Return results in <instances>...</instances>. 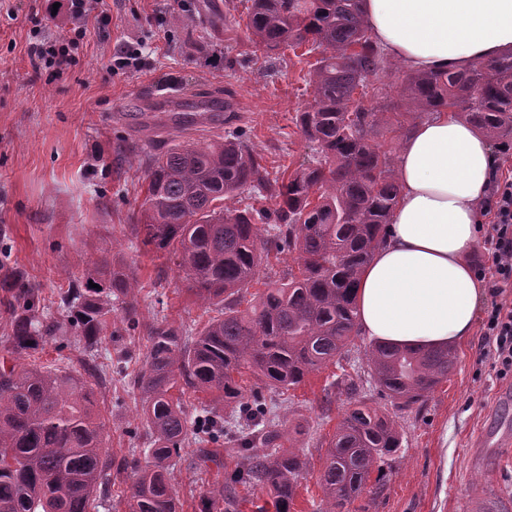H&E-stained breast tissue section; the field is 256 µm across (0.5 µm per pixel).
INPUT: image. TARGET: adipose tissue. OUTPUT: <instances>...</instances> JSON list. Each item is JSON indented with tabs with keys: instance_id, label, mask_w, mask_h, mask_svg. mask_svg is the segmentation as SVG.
<instances>
[{
	"instance_id": "adipose-tissue-1",
	"label": "adipose tissue",
	"mask_w": 512,
	"mask_h": 512,
	"mask_svg": "<svg viewBox=\"0 0 512 512\" xmlns=\"http://www.w3.org/2000/svg\"><path fill=\"white\" fill-rule=\"evenodd\" d=\"M364 12L373 40L415 72L486 62L512 48V0H364ZM496 167L489 141L450 113L406 136L401 196L355 293L367 336L432 348L472 335L486 288L469 256Z\"/></svg>"
}]
</instances>
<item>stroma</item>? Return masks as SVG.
<instances>
[{
    "instance_id": "obj_1",
    "label": "stroma",
    "mask_w": 512,
    "mask_h": 512,
    "mask_svg": "<svg viewBox=\"0 0 512 512\" xmlns=\"http://www.w3.org/2000/svg\"><path fill=\"white\" fill-rule=\"evenodd\" d=\"M249 0H100L112 22L89 25L71 47L73 62L54 79L36 73L29 47L35 34L63 39L66 17L50 16L46 0H0V270L25 272L45 305L80 277L91 249L130 265L144 319L168 316L198 330L211 313L162 254L130 247L132 224L146 183L138 157L151 141L172 145L208 142L239 133L262 157L269 178L319 158L296 126L295 115L313 97L308 82L316 60L307 46L267 57L246 31ZM180 22L169 27L170 15ZM139 49V66L109 68L122 47ZM408 71L391 62L379 81L360 94L365 108L397 109ZM164 81L191 113L198 97L219 96L225 122L196 120L186 130L152 127L148 92ZM369 337L360 335L348 355L310 373L282 392L262 385L248 369L237 376L244 396L260 394L278 421L292 431L308 466L298 480L291 512H317L323 498L319 471L336 426L361 400L392 417L402 446L349 512H464L473 486L512 504V447L487 441L512 429V380L491 367L477 369L482 336L454 347L456 365L421 401L399 409L378 387L347 391L342 381L365 365ZM92 384L106 425L113 460L111 512H128L131 470L127 458L146 466L139 396L98 359ZM189 445L174 469L181 512H200L209 492L234 479L236 461L225 453L202 461Z\"/></svg>"
}]
</instances>
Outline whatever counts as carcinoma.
<instances>
[{"label": "carcinoma", "instance_id": "obj_1", "mask_svg": "<svg viewBox=\"0 0 512 512\" xmlns=\"http://www.w3.org/2000/svg\"><path fill=\"white\" fill-rule=\"evenodd\" d=\"M247 29L269 54L301 44L318 52L313 99L295 121L320 160L272 184L261 156L237 134L146 155V191L132 232L173 261L197 300L218 308L219 316L197 332L166 316L143 321L134 272L104 256L88 259L82 280L69 283L55 312L40 303L23 272L4 274L0 301L11 348L10 359L0 362V512H98L112 459L103 452L105 423L85 376L97 365L51 369L27 359L49 341L95 358L106 336L136 332L147 340L140 367L127 374L116 362L140 396L150 457L130 485V512H178L173 472L192 441L225 448L242 471L239 482L266 491L275 512H290L307 461L262 398L242 404L236 374L245 365L263 385L289 389L336 362L358 335L359 275L383 242L401 192L392 150L375 135L403 129L404 116L415 121L448 110L492 141L512 144V51L465 68L412 74L401 91L405 111L374 112L355 94L380 79L387 61L365 24L363 0H252ZM245 187L274 199L275 208L236 207ZM285 251L297 269L265 282L242 308L262 263ZM365 359L368 377L404 408L448 378L456 362L448 348L381 341L369 345ZM188 389L214 395L195 417L184 406ZM401 447L393 419L355 404L327 448L318 512H347L373 467ZM239 506L237 487L227 484L204 498L201 512Z\"/></svg>", "mask_w": 512, "mask_h": 512}]
</instances>
